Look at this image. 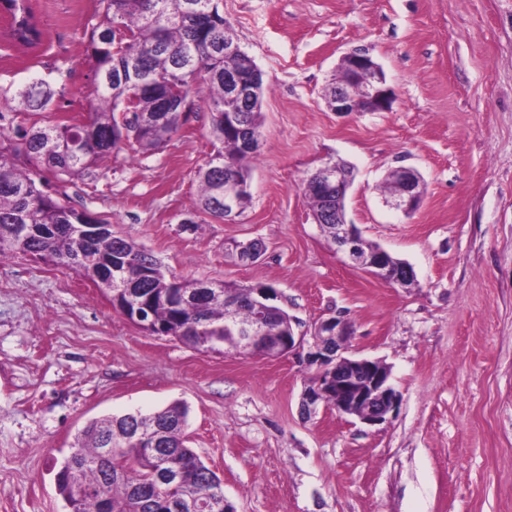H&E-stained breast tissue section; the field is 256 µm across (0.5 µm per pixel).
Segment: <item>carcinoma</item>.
I'll return each mask as SVG.
<instances>
[{"instance_id":"1","label":"carcinoma","mask_w":512,"mask_h":512,"mask_svg":"<svg viewBox=\"0 0 512 512\" xmlns=\"http://www.w3.org/2000/svg\"><path fill=\"white\" fill-rule=\"evenodd\" d=\"M203 0H98L88 24V60L96 84V104L72 124L43 123L17 127L10 134L0 125V257L24 254L50 258L82 271L113 294L112 257L120 258L118 279L141 296L163 292L153 319L173 336L192 344L235 348V327L225 316L224 293L231 288L201 281L165 277L146 250L112 232V224L49 193L43 172L79 179L99 162L126 149H158L183 124L176 105L161 111L170 86L187 104L209 101L212 133L220 147L198 171V210L224 218V168L249 179L247 161L258 147L262 112L248 107L240 114L255 136L246 148L237 132L224 127V42L232 40L219 0L203 23L192 5ZM8 41L35 47L42 32L29 0H0ZM53 93L37 80L20 92L25 107L43 108ZM78 224H100L101 230L79 239ZM186 419L185 409L170 405L147 414L127 413L90 422L77 436L74 451L57 473L61 495L73 512H177L174 504L188 491H222L221 479L185 445L183 428L170 421ZM160 433L157 446L137 440L139 429ZM179 456L193 467L187 489L160 483L163 464Z\"/></svg>"}]
</instances>
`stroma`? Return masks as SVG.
<instances>
[{
	"label": "stroma",
	"instance_id": "stroma-1",
	"mask_svg": "<svg viewBox=\"0 0 512 512\" xmlns=\"http://www.w3.org/2000/svg\"><path fill=\"white\" fill-rule=\"evenodd\" d=\"M39 50L0 42V113L14 124L81 119L95 96L84 27L97 0H32ZM266 86L251 201L224 221L197 211L198 169L218 147L197 102L155 151L125 150L92 176L51 180L76 209L144 247L166 278L270 286L312 336L352 328L347 353L391 369L401 396L369 427L301 403L305 351L277 359L150 334L75 270L0 263V512H71L57 473L92 419L180 401L185 434L230 512H512V0H221ZM353 50L380 64L385 112L337 113L324 93ZM53 93L18 106L33 79ZM354 168L349 220L409 262L403 288L353 268L316 224L305 179ZM416 169L411 214L384 181ZM262 240L255 261L236 244Z\"/></svg>",
	"mask_w": 512,
	"mask_h": 512
}]
</instances>
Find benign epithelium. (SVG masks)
I'll list each match as a JSON object with an SVG mask.
<instances>
[{"label": "benign epithelium", "mask_w": 512, "mask_h": 512, "mask_svg": "<svg viewBox=\"0 0 512 512\" xmlns=\"http://www.w3.org/2000/svg\"><path fill=\"white\" fill-rule=\"evenodd\" d=\"M339 79L335 93L327 96V106L333 112H384L390 108L391 94L385 87V79L379 64L366 52L352 51L345 54L338 66ZM253 79H240L234 75L228 78L229 95L224 104V123L232 125L237 115L239 101L253 97ZM314 186L327 198H336L327 214L336 225V241L345 253L351 266L384 281L405 287L415 279L413 268L399 262L392 264L390 254L378 248L367 251L356 225L347 222L342 190L351 185L352 172L339 163H325L316 169ZM390 176L397 184L391 192L389 203L396 209L410 214L420 205L423 196L422 180L418 172L410 167L400 166ZM243 190V184L236 174H224V215L234 213L233 204ZM238 257L243 263L257 260L264 250L259 240L235 245ZM124 315L131 321L151 328L146 314L151 312V298L140 297L130 289L122 288ZM252 302L258 312L250 323L235 322L231 314L227 320L234 324L238 333L237 350L243 354L260 352L267 358H280L303 344V337L295 334L293 327L282 336H270L263 325L264 314L273 306L257 299ZM351 336L347 322L340 316L322 321L314 330L313 345L307 361L319 366V373L309 387L302 403L306 414L315 411L322 398L334 397L329 405L340 414L354 416L360 422L375 426L387 421L401 401L400 394L390 384V370L382 362L363 357H345L339 354ZM223 512L224 498L221 495L200 498L189 495L177 505L178 512Z\"/></svg>", "instance_id": "obj_1"}]
</instances>
